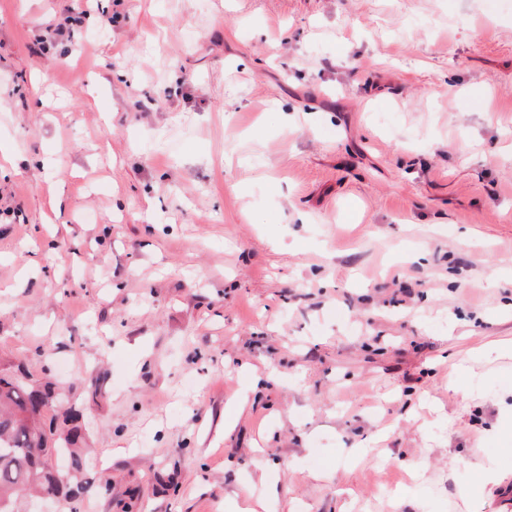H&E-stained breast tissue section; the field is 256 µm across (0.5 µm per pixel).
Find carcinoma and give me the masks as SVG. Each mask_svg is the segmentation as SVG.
<instances>
[{
	"instance_id": "1",
	"label": "carcinoma",
	"mask_w": 512,
	"mask_h": 512,
	"mask_svg": "<svg viewBox=\"0 0 512 512\" xmlns=\"http://www.w3.org/2000/svg\"><path fill=\"white\" fill-rule=\"evenodd\" d=\"M79 399L37 382L18 365L0 372V512H18L19 496L53 495L69 512L112 495V474L90 472Z\"/></svg>"
}]
</instances>
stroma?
<instances>
[{
  "label": "stroma",
  "mask_w": 512,
  "mask_h": 512,
  "mask_svg": "<svg viewBox=\"0 0 512 512\" xmlns=\"http://www.w3.org/2000/svg\"><path fill=\"white\" fill-rule=\"evenodd\" d=\"M0 144L111 500L512 512V0H0Z\"/></svg>",
  "instance_id": "obj_1"
}]
</instances>
